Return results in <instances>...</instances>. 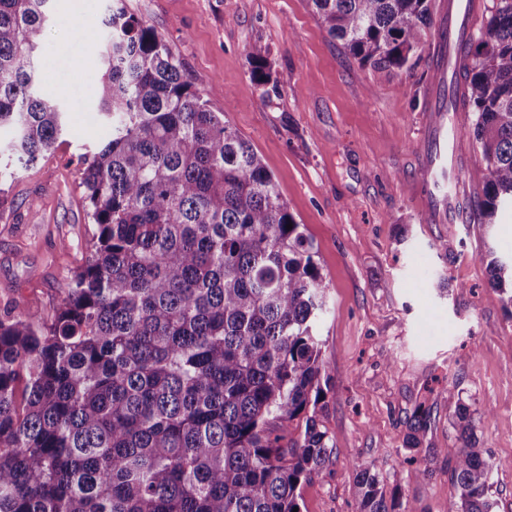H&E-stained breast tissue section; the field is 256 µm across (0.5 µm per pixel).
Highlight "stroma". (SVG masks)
I'll return each instance as SVG.
<instances>
[{"label": "stroma", "instance_id": "35a3bbf8", "mask_svg": "<svg viewBox=\"0 0 512 512\" xmlns=\"http://www.w3.org/2000/svg\"><path fill=\"white\" fill-rule=\"evenodd\" d=\"M161 36L194 89L261 156L303 224L329 285L318 326L331 367L320 422L340 455L300 489L302 512H357L349 457L372 463L386 490L417 512H445L455 487L450 419L469 405L493 464L495 512H512V315L491 288L484 256L512 257V210L492 228L461 224L452 254L435 244L448 227L427 222L420 187L434 130H448V175L467 181L481 161L471 112H430L435 29L408 70L383 78L331 38L310 0H122ZM108 0H56L39 58L40 82L65 114L53 151L0 173V311L52 313L83 265L93 226L80 156L104 136L85 123L100 82ZM263 56L279 92L260 101L250 54ZM374 94H366L369 85ZM449 288L440 291L439 277ZM492 407L484 417V407ZM430 425L404 464L409 419Z\"/></svg>", "mask_w": 512, "mask_h": 512}]
</instances>
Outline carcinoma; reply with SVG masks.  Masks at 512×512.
Here are the masks:
<instances>
[{"label":"carcinoma","mask_w":512,"mask_h":512,"mask_svg":"<svg viewBox=\"0 0 512 512\" xmlns=\"http://www.w3.org/2000/svg\"><path fill=\"white\" fill-rule=\"evenodd\" d=\"M52 2L0 0V153L25 166L64 129L39 79ZM311 2L380 78L408 68L433 21L430 0ZM489 12L462 42L482 224L512 208V0ZM103 26L95 112L107 136L82 154L87 258L51 314H0V512H293L339 455L318 419L331 367L312 243L162 38L118 5ZM249 60L264 101L278 86ZM487 269L512 308V258ZM428 415L414 412L408 449ZM452 426L446 512H494L468 405ZM351 465L358 512H411L372 464Z\"/></svg>","instance_id":"1"}]
</instances>
